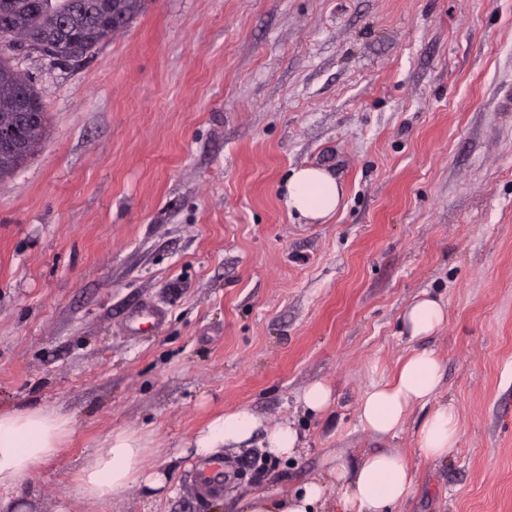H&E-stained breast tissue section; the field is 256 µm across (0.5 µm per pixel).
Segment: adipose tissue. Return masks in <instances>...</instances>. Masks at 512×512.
<instances>
[{"instance_id": "1", "label": "adipose tissue", "mask_w": 512, "mask_h": 512, "mask_svg": "<svg viewBox=\"0 0 512 512\" xmlns=\"http://www.w3.org/2000/svg\"><path fill=\"white\" fill-rule=\"evenodd\" d=\"M343 185L325 168L305 166L292 170L286 183L289 211L312 220H324L341 206ZM448 318L444 304L429 297L416 298L403 313L411 338L428 336ZM441 384V363L433 351L411 352L394 378L367 392L359 405L365 430L388 435L398 430L408 409L426 404ZM74 430L68 415L44 407L0 411V512H8L12 495L27 478L53 461ZM259 439L261 447L277 458L296 455L301 436L292 424L264 425L253 412L241 409L220 416L200 429L189 444L193 457H208L219 449ZM458 438V422L451 404L436 406L424 421L420 449L430 459L444 458ZM150 440L136 431L112 432L104 448L88 458L77 472L76 490L84 497L104 500L134 483L148 491L165 488L167 476L144 472ZM332 473L335 494L322 481L312 480L285 499L258 493L242 500L239 512H394L410 494L413 475L394 451H380L352 461L336 456Z\"/></svg>"}]
</instances>
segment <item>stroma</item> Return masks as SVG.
<instances>
[{
    "label": "stroma",
    "instance_id": "stroma-1",
    "mask_svg": "<svg viewBox=\"0 0 512 512\" xmlns=\"http://www.w3.org/2000/svg\"><path fill=\"white\" fill-rule=\"evenodd\" d=\"M12 62L48 130L0 181V408L74 422L21 512H235L382 450L413 472L398 512H512V0H147L93 55ZM306 165L345 187L322 224L285 204ZM424 293L448 320L413 340ZM147 305L165 324L128 334ZM423 348L458 416L441 461L420 451L433 404L385 436L358 418ZM241 408L304 446L221 448L236 476L200 497L183 449ZM120 429L151 436L167 491L74 495ZM304 405L312 412H322L331 403V390L323 383H315L307 388L303 395Z\"/></svg>",
    "mask_w": 512,
    "mask_h": 512
}]
</instances>
